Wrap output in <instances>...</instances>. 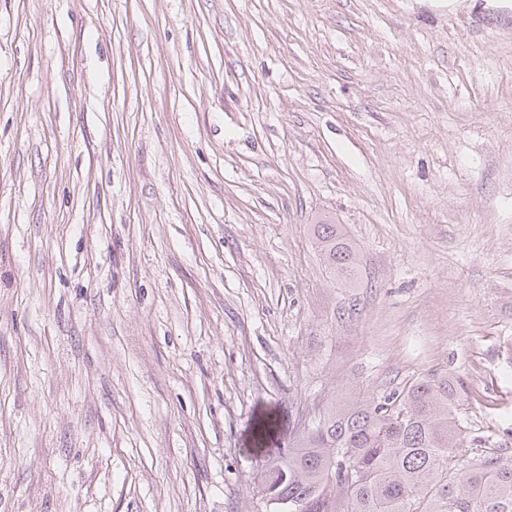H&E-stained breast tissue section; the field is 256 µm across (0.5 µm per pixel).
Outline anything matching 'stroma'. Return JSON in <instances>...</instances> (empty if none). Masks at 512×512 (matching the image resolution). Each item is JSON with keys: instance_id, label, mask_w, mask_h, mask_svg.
I'll list each match as a JSON object with an SVG mask.
<instances>
[{"instance_id": "35a3bbf8", "label": "stroma", "mask_w": 512, "mask_h": 512, "mask_svg": "<svg viewBox=\"0 0 512 512\" xmlns=\"http://www.w3.org/2000/svg\"><path fill=\"white\" fill-rule=\"evenodd\" d=\"M434 370L512 456V8L0 0V512H266ZM314 234L332 277L343 283L353 281L358 274L360 258L357 251L340 238L336 225H315Z\"/></svg>"}]
</instances>
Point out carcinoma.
I'll use <instances>...</instances> for the list:
<instances>
[{
    "label": "carcinoma",
    "mask_w": 512,
    "mask_h": 512,
    "mask_svg": "<svg viewBox=\"0 0 512 512\" xmlns=\"http://www.w3.org/2000/svg\"><path fill=\"white\" fill-rule=\"evenodd\" d=\"M314 234L332 277L353 281L360 258L336 225ZM458 407L457 381L434 371L327 409L266 470L264 489L304 512H512V456L467 464Z\"/></svg>",
    "instance_id": "obj_1"
}]
</instances>
